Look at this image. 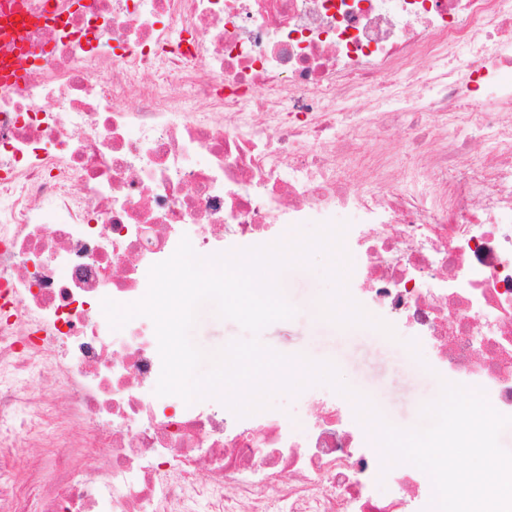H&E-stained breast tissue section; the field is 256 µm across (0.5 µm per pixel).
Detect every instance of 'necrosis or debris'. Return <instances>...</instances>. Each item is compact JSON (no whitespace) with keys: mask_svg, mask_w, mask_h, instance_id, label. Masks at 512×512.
<instances>
[{"mask_svg":"<svg viewBox=\"0 0 512 512\" xmlns=\"http://www.w3.org/2000/svg\"><path fill=\"white\" fill-rule=\"evenodd\" d=\"M0 37V512H426L352 403L294 426L156 395L182 238L335 226L338 301L512 417V0H16ZM481 156L462 163L471 139ZM50 457L18 471L13 451Z\"/></svg>","mask_w":512,"mask_h":512,"instance_id":"4bbe7bcc","label":"necrosis or debris"}]
</instances>
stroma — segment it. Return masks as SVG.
<instances>
[{
  "label": "stroma",
  "instance_id": "stroma-1",
  "mask_svg": "<svg viewBox=\"0 0 512 512\" xmlns=\"http://www.w3.org/2000/svg\"><path fill=\"white\" fill-rule=\"evenodd\" d=\"M352 265V258L341 252L318 250L309 261L283 270L281 292L296 314L265 327L259 340L291 357L288 374L304 377L306 358L332 361L342 381L368 396L387 421L402 428L422 424V405L439 396L443 383L430 368L429 351L409 345L378 320L351 321L338 310L325 316L317 311L318 304L335 302L338 289L348 287ZM246 336L237 322L218 317L209 303L199 308L190 331L192 342L209 356Z\"/></svg>",
  "mask_w": 512,
  "mask_h": 512
}]
</instances>
